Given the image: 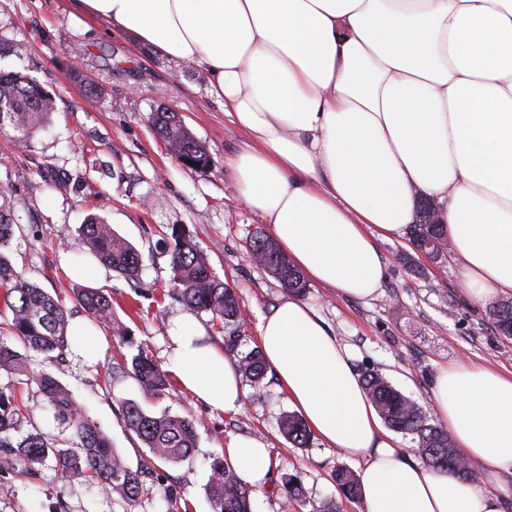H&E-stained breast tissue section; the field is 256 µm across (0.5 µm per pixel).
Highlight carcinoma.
<instances>
[{
  "label": "carcinoma",
  "mask_w": 512,
  "mask_h": 512,
  "mask_svg": "<svg viewBox=\"0 0 512 512\" xmlns=\"http://www.w3.org/2000/svg\"><path fill=\"white\" fill-rule=\"evenodd\" d=\"M0 107L4 108L0 112V131H12L18 142L27 145L49 121L54 112V100L25 78L0 73ZM151 125L171 153L195 162L192 169L208 166L206 147L193 137L179 113L154 112ZM81 234L103 265L130 283L138 281L141 254L126 239L114 233L103 219L89 218L81 225ZM13 236L11 198L1 188L0 291L4 292V303L10 314L9 333L22 344V349L0 337V371L19 374L28 370L33 353L63 359L70 342L68 309L62 300L24 280L6 254ZM171 240L172 294L187 308L209 313L226 326L243 324L236 293L212 273L209 257L195 238L184 227L174 226ZM408 241L414 250L428 253L435 259L447 257L446 226L429 223L424 214L417 215L416 223L410 225ZM248 258L276 278L287 294L293 297L305 295V277L266 234L259 231L253 236L248 244ZM73 296L93 321L111 330L119 340L130 341L127 328L114 320L111 294L100 288L78 286L74 288ZM489 315L502 335L512 337V301L492 305ZM241 341L242 336L237 331H230L224 337V353L234 360L243 378L259 383L267 374V364L257 348L239 351ZM126 373L135 380L146 398L163 396L172 387L168 374L142 351L131 358ZM363 381L383 422L400 433L413 436L414 455L433 469H451L466 480L472 478V468L460 457L444 426L431 421L414 400L402 394L382 375L368 372ZM35 382L56 418L73 430L78 442L72 448H58L39 432L22 433L23 418L14 404L13 394L0 390V460L11 466L21 464L27 472L33 473L34 465L52 456L61 483L89 478L130 501L136 500L144 492L152 468L145 463L135 467L129 465L112 448L103 429L55 378L41 374ZM122 413L126 427L157 461H182L196 447L195 423L186 416L151 415L135 401L123 403ZM280 431L296 448L307 447L312 437L307 424L296 413L283 415ZM210 468L207 495L213 512H251L252 489L240 481L224 456L215 455ZM333 480L344 498L358 499L360 480L356 474L338 468Z\"/></svg>",
  "instance_id": "1"
}]
</instances>
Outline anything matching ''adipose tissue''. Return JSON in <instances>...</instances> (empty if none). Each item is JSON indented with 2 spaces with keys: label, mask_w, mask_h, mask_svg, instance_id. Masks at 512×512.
<instances>
[{
  "label": "adipose tissue",
  "mask_w": 512,
  "mask_h": 512,
  "mask_svg": "<svg viewBox=\"0 0 512 512\" xmlns=\"http://www.w3.org/2000/svg\"><path fill=\"white\" fill-rule=\"evenodd\" d=\"M81 14L202 68L248 142L233 189L312 282L377 296L381 241L436 205L470 296L512 292V0H73ZM277 383L328 446L363 460L361 512H502L477 481L397 447L318 311L288 299L258 324ZM170 371L213 408H244L241 375L195 319L170 329ZM434 411L471 466L512 476V374L440 372ZM267 484L257 437L226 445Z\"/></svg>",
  "instance_id": "ef3b65f1"
}]
</instances>
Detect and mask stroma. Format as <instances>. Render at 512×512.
Listing matches in <instances>:
<instances>
[{"mask_svg":"<svg viewBox=\"0 0 512 512\" xmlns=\"http://www.w3.org/2000/svg\"><path fill=\"white\" fill-rule=\"evenodd\" d=\"M0 72L24 76L55 100L50 124L30 145L0 135V187L12 195L16 224L10 259L23 279L61 297L70 317L82 316L72 297L78 280L66 266L95 264L79 232L93 215L111 224L142 258L137 283L105 267L85 280L111 293L130 342L104 334L98 359L71 352L61 362L38 359L26 376L1 371L0 388L15 386L24 430L42 432L65 448L73 431L55 418L33 380L40 371L50 372L132 465L149 450L127 430L124 401L142 403L153 414L192 417L198 433L189 458L157 464L153 486L133 502L83 479L59 483L51 458L34 477L1 467L0 512H213L206 494L212 457L230 438L249 436L262 437L271 452L269 484L253 492L252 512H323L332 503L340 512H359V503L341 497L331 474L339 466L361 471L362 461L316 437L305 448L285 440L278 423L292 406L274 374L261 384H246L245 408L232 414L212 409L178 385L164 397L144 400L124 371L141 348L160 367L169 363V322L186 311L169 294L173 273L166 246L172 226H184L208 254L215 276L236 290L246 313V348L256 345L261 316L286 298L279 282L247 256L250 239L269 226L234 192L229 160L247 138L226 120L204 73L87 20L72 0H0ZM165 109L180 113L206 146L208 168H185L153 132L150 113ZM380 248L386 276L375 299L344 297L314 282L305 296L351 348L358 373H381L429 411L435 378L449 366L487 364L512 372V339L500 335L487 306L467 294L452 258H427L404 238L381 242ZM291 475L302 486L293 503L282 490Z\"/></svg>","mask_w":512,"mask_h":512,"instance_id":"obj_1","label":"stroma"}]
</instances>
